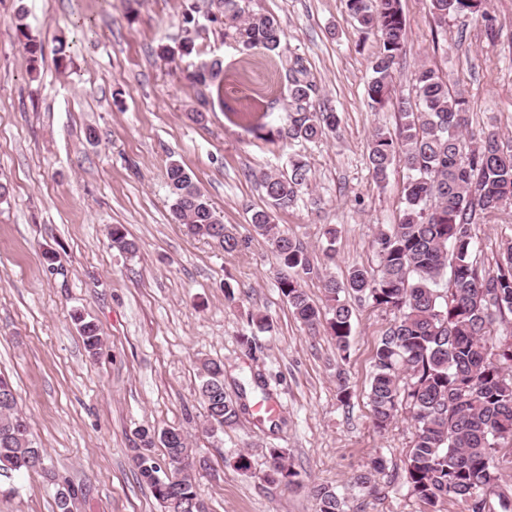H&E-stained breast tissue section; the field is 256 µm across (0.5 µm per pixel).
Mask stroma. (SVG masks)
<instances>
[{"label":"stroma","mask_w":512,"mask_h":512,"mask_svg":"<svg viewBox=\"0 0 512 512\" xmlns=\"http://www.w3.org/2000/svg\"><path fill=\"white\" fill-rule=\"evenodd\" d=\"M209 3L0 0V184L8 189L0 200V376L12 383L47 468L87 488L81 512H164L133 462L142 428L188 436L207 461L193 479L208 512H317L318 485L336 488L344 512H425L404 479L409 411L380 432L368 399L390 314L353 303L343 357L324 326L295 318L278 288L280 266L250 218L268 206L257 174L286 169L293 151L274 136L287 125V81L264 49L225 43L206 19ZM401 5L408 43L397 98L414 100L412 75L430 65L464 93L469 140L492 119L512 136V0H489L491 32L463 16L438 27L429 0ZM249 8L279 19L287 49L318 86L316 109L341 118L336 133L295 150L311 179L295 205L275 213L308 252L313 270L299 283L321 307L324 279L375 266L379 229L400 219L407 170L394 162L380 184L366 161L370 132L395 129L398 109L367 96L377 42L345 0H250ZM187 12L198 27L186 28ZM20 14L42 48L34 65L17 37ZM60 34L71 43L62 66ZM188 37L195 51L184 56L177 47ZM210 59L223 63L218 92L187 77ZM198 110L203 120H193ZM172 160L195 174L239 251L225 253L173 221ZM116 224L136 254L113 248ZM475 232L478 261L494 266L512 240V216ZM77 312L99 328L96 354L85 349ZM257 314L268 329L251 324ZM207 359L223 362L225 392L242 407L214 435L199 398ZM273 448L297 471L295 485L265 481ZM242 455L245 472L236 467ZM377 458L384 468L370 493L353 478ZM0 512H57L54 489L40 473L0 472Z\"/></svg>","instance_id":"obj_1"}]
</instances>
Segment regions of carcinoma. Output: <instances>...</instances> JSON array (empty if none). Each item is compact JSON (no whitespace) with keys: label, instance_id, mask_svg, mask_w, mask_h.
<instances>
[{"label":"carcinoma","instance_id":"carcinoma-1","mask_svg":"<svg viewBox=\"0 0 512 512\" xmlns=\"http://www.w3.org/2000/svg\"><path fill=\"white\" fill-rule=\"evenodd\" d=\"M245 0H216L217 11L208 20L220 25L226 41L249 50L260 46L279 57L287 80L288 127L278 137L288 143H316L337 130L334 109L316 111V84L301 57L282 52L283 29L272 14L246 12ZM350 15L379 46L370 61L367 95L383 105L394 91V67L403 52L408 32L400 0H346ZM438 24L450 15H467L493 29L487 0H430ZM24 16L16 29L24 38L30 66L40 46L27 32ZM223 64L202 61L187 78L209 87L220 81ZM418 103L399 102L401 123L392 133L372 130L367 161L373 178L383 183L395 160L403 161L408 179L403 190L404 209L399 222L382 228L373 246L377 268L350 269L346 277L324 282L326 311L310 303L297 274L310 270L302 244L274 223L273 211L286 209L308 185L311 169L305 156L293 153L284 170L261 173L260 186L270 208L253 213L251 223L268 238L282 267L292 271L278 278L296 319L312 327L326 316L328 334L345 354L352 334V310L341 294L352 295L390 312L393 319L374 355L368 398L377 429H386L402 408L409 410L414 441L406 460L405 483L429 512H441L449 500L466 505V512H486L485 488L503 481L500 458L512 456V241L503 244L493 267L473 257V226L512 208V138L491 122L471 144L462 94L448 87L439 71L422 65L412 75ZM167 186L173 219L190 235L227 253L237 251L238 238L216 217L192 171L176 161L167 168ZM112 246L134 254L136 244L122 225H112ZM449 274L448 288L437 284ZM84 345L96 353L101 338L97 325L74 315ZM505 338L490 341L496 326ZM199 396L212 432L236 422L241 408L224 394V363L201 364ZM140 448L134 462L141 479L155 498L164 501L154 475L162 468L150 454L155 442L165 448L167 465L186 447L174 429L156 434L138 431ZM44 449L29 437L28 425L17 408L9 380L0 376V469L36 472V456ZM266 479L291 485L297 473L279 448L269 451ZM180 508L203 502L188 472L172 470ZM319 512H343L336 491L324 485L314 489Z\"/></svg>","mask_w":512,"mask_h":512}]
</instances>
